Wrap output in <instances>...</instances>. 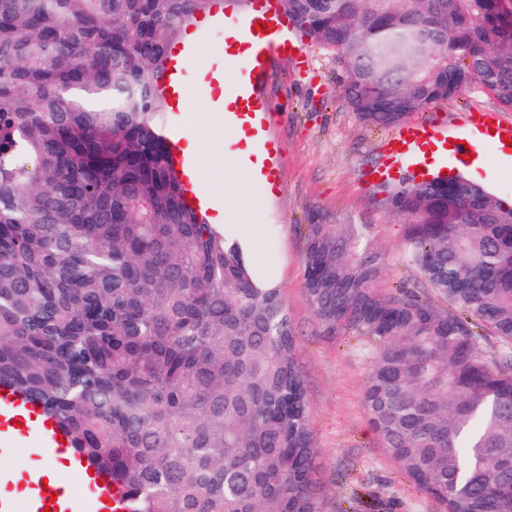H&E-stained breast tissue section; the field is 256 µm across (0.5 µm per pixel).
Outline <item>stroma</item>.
<instances>
[{"label": "stroma", "mask_w": 512, "mask_h": 512, "mask_svg": "<svg viewBox=\"0 0 512 512\" xmlns=\"http://www.w3.org/2000/svg\"><path fill=\"white\" fill-rule=\"evenodd\" d=\"M202 45L201 60L187 69L193 92L182 117L211 159L203 190L221 196L233 213L222 232L240 243L254 276L280 290L294 327L318 450L322 512H440L387 458L368 423L360 400L368 375L361 342L350 335L324 336L304 292V242L312 212L329 224L369 225L371 245L396 253L402 220L371 176L384 160L391 128L356 117L340 96L344 70L335 54L303 40V61L274 59L264 86L269 152L280 181L267 189L243 170L246 141L216 113V93L203 98L194 92L204 67L221 68L226 61L223 36L203 39ZM473 112H493L512 124V109L477 85L410 119L461 130ZM485 152L487 163L473 170L447 161L448 174L477 177L490 193L512 199V161H502L494 147Z\"/></svg>", "instance_id": "obj_1"}]
</instances>
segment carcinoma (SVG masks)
Instances as JSON below:
<instances>
[{"label": "carcinoma", "mask_w": 512, "mask_h": 512, "mask_svg": "<svg viewBox=\"0 0 512 512\" xmlns=\"http://www.w3.org/2000/svg\"><path fill=\"white\" fill-rule=\"evenodd\" d=\"M219 0H0V384L123 512H320L310 403L279 289L189 209L156 82ZM389 127L473 84L512 109V0H279ZM384 286L362 224L306 225L304 291L365 342L362 407L443 512H512V207L462 176L388 194ZM421 280V276L416 270L400 263L397 260H393L384 277V281L387 286H396L400 282L413 284L418 283Z\"/></svg>", "instance_id": "carcinoma-1"}]
</instances>
